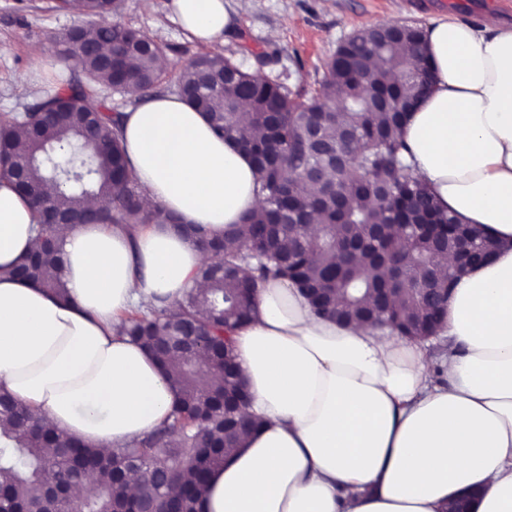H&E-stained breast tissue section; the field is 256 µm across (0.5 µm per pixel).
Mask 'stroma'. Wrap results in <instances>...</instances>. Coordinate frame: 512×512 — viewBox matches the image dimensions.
I'll return each mask as SVG.
<instances>
[{
    "instance_id": "stroma-1",
    "label": "stroma",
    "mask_w": 512,
    "mask_h": 512,
    "mask_svg": "<svg viewBox=\"0 0 512 512\" xmlns=\"http://www.w3.org/2000/svg\"><path fill=\"white\" fill-rule=\"evenodd\" d=\"M502 0H250L245 11L232 15V25L215 49L259 69L291 89L310 88L322 78L337 46L355 30L379 22L422 27L431 20L455 15L477 21L488 12L512 22V8ZM168 0H124L117 22L139 29L166 44L168 74H176L202 43L176 23ZM46 0H0V42L10 50L0 56V114L16 109L17 101L35 102L54 94L63 79L78 76V68L51 50L73 27L87 18L70 11L45 8ZM42 45L35 59L32 45Z\"/></svg>"
}]
</instances>
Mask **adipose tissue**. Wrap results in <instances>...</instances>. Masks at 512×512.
Masks as SVG:
<instances>
[{
  "label": "adipose tissue",
  "mask_w": 512,
  "mask_h": 512,
  "mask_svg": "<svg viewBox=\"0 0 512 512\" xmlns=\"http://www.w3.org/2000/svg\"><path fill=\"white\" fill-rule=\"evenodd\" d=\"M171 9L206 44L230 25L224 0ZM423 41L436 83L404 128L408 159L440 207L503 243L448 299L443 380L422 344L315 317L295 288L264 283L235 335L262 426L205 486L203 512H446L469 489L473 512H512V26L445 16ZM122 136L145 205L177 223L60 229L70 302L4 276L41 240L0 181V390L104 452L157 429L173 401L118 313L205 289L204 256L177 224L220 234L261 213L250 159L184 102L141 99Z\"/></svg>",
  "instance_id": "ef3b65f1"
}]
</instances>
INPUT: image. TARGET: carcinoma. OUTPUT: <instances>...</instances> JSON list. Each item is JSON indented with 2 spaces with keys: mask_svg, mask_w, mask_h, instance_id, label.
<instances>
[{
  "mask_svg": "<svg viewBox=\"0 0 512 512\" xmlns=\"http://www.w3.org/2000/svg\"><path fill=\"white\" fill-rule=\"evenodd\" d=\"M82 2L89 23L80 39L54 45L58 54L82 62V78L23 106L21 114H0V177L13 178L23 163L30 183L57 188L54 196L32 202L41 249L23 257L9 274L66 297L58 274L59 225L49 222L54 212L130 229L172 220L160 207H142V187L120 136V113L94 97L97 88H111L127 76L141 97L167 83L173 94L204 113L216 135L237 140L258 174L264 212L224 231V238L238 240L239 246L223 248L201 267L209 282L205 292L120 314L126 337L157 363L168 366L172 352L157 351L154 344L180 335L188 324L198 327L212 349L232 351L234 332L254 310L242 288L257 289L269 279L300 289L321 317L388 324L409 339L427 335L444 320L448 293L426 299L416 288L428 272L437 274L448 265V252L435 248L433 238L446 234L452 243L466 228L437 206L405 159L406 116L433 82L420 50V29L406 25L399 39L383 36L391 23L358 29L337 46L316 86L302 94L213 51L196 54L169 78L157 66L162 43L109 21L114 0ZM89 44L112 48L115 66L103 67L86 52ZM27 125L35 136L20 142L14 128ZM251 127L262 129L263 136L252 137ZM92 196L111 198L112 208L90 211L85 201ZM310 213L322 224L316 246L291 224L293 216ZM399 225L405 233L400 245L391 231ZM498 247L494 237L478 232L459 268L489 262ZM392 287L394 303L373 313L367 300ZM177 355L179 362L169 365L175 400L166 423L109 455L40 425L24 405L4 396L3 509L48 512L46 488L55 484L84 486L75 512H118L117 475L127 472L139 478L137 497L155 502L160 512L171 507L200 512L199 495L209 476L224 466L227 451L243 447L259 423L249 419L238 427L239 408L249 401L239 375L200 389V377L224 371V361L211 352L204 364L195 351Z\"/></svg>",
  "mask_w": 512,
  "mask_h": 512,
  "instance_id": "cac0c4a2",
  "label": "carcinoma"
}]
</instances>
